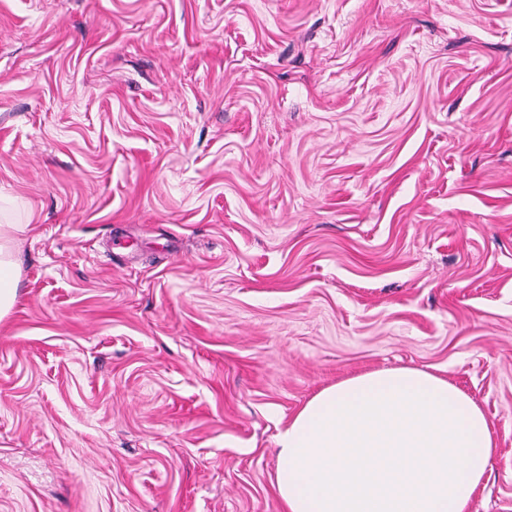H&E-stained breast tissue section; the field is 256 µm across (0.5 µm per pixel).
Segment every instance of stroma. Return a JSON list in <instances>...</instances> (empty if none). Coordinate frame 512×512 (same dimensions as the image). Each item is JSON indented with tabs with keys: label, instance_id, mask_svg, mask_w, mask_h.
I'll list each match as a JSON object with an SVG mask.
<instances>
[{
	"label": "stroma",
	"instance_id": "35a3bbf8",
	"mask_svg": "<svg viewBox=\"0 0 512 512\" xmlns=\"http://www.w3.org/2000/svg\"><path fill=\"white\" fill-rule=\"evenodd\" d=\"M0 512H282L320 390L438 375L512 512V0H0ZM17 209L18 204L15 200L3 199L0 196V321L9 313L16 299L21 262L15 240L16 236L25 232L28 227L27 224H9L20 222H2V216L3 211L7 217Z\"/></svg>",
	"mask_w": 512,
	"mask_h": 512
}]
</instances>
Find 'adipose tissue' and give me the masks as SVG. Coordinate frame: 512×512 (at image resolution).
<instances>
[{
	"label": "adipose tissue",
	"instance_id": "obj_1",
	"mask_svg": "<svg viewBox=\"0 0 512 512\" xmlns=\"http://www.w3.org/2000/svg\"><path fill=\"white\" fill-rule=\"evenodd\" d=\"M22 224H0V320L16 299ZM495 452L481 408L447 380L385 369L329 386L278 440L285 512H466Z\"/></svg>",
	"mask_w": 512,
	"mask_h": 512
}]
</instances>
